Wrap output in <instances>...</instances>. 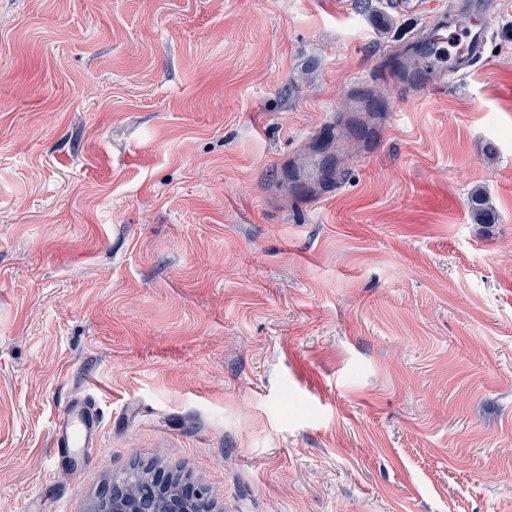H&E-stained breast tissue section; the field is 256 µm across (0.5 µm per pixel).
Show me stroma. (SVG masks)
<instances>
[{"mask_svg": "<svg viewBox=\"0 0 512 512\" xmlns=\"http://www.w3.org/2000/svg\"><path fill=\"white\" fill-rule=\"evenodd\" d=\"M451 2L0 0V512H512V0L382 74ZM461 4V11L459 14L451 15L448 17V30L450 26L466 25L467 36L465 48L462 53L456 56L452 70H465L469 68L474 61H476L483 52L484 46L487 42V29L484 24L473 25L471 20L474 14H482L485 9L484 1H471L469 3ZM437 25L438 29L433 35L423 41L415 51L409 53L410 57L417 62L410 66L401 62L400 59L389 63L386 73L390 80L398 85L414 86L418 83L428 84L430 78L438 81L447 76V71L436 73L431 67V59L437 54L439 46L448 42L446 23ZM94 413L87 406L71 405L59 418L56 427L57 447L94 448L98 444V427L90 423ZM171 479L155 476L145 493L138 498L128 494L127 479L112 482L94 506V512H186L188 503L202 512H212L205 488L200 484L182 483L176 495L170 494Z\"/></svg>", "mask_w": 512, "mask_h": 512, "instance_id": "obj_1", "label": "stroma"}]
</instances>
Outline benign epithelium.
I'll list each match as a JSON object with an SVG mask.
<instances>
[{"label":"benign epithelium","instance_id":"1","mask_svg":"<svg viewBox=\"0 0 512 512\" xmlns=\"http://www.w3.org/2000/svg\"><path fill=\"white\" fill-rule=\"evenodd\" d=\"M170 486V478L155 476L146 492L133 499L128 494L127 480L114 482L102 493L94 512H188L189 503L198 505L200 512H212L202 485L183 483L175 495L170 494Z\"/></svg>","mask_w":512,"mask_h":512}]
</instances>
